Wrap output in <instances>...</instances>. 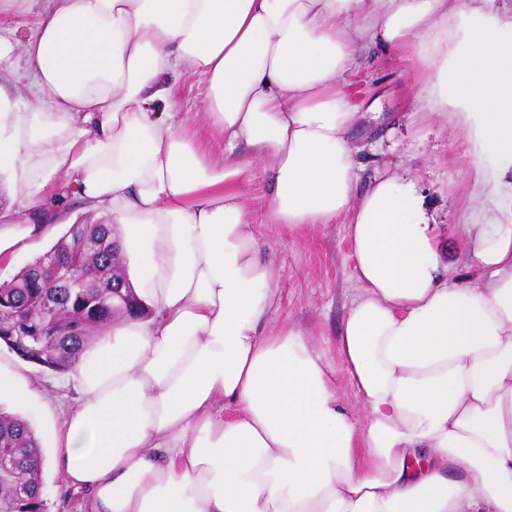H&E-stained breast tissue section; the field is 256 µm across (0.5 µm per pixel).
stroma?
Instances as JSON below:
<instances>
[{
	"instance_id": "35a3bbf8",
	"label": "stroma",
	"mask_w": 512,
	"mask_h": 512,
	"mask_svg": "<svg viewBox=\"0 0 512 512\" xmlns=\"http://www.w3.org/2000/svg\"><path fill=\"white\" fill-rule=\"evenodd\" d=\"M350 81L357 99L374 106L351 131L359 164L357 190H364L388 168L413 181L435 226L442 256L456 268H464L468 262L462 243L467 207L465 134L445 116L426 118L417 113L414 96L420 75L404 52L369 47ZM272 180L270 161L256 159L239 187L263 248L280 270V306L269 316L267 327L274 330L286 322L293 324L315 345L335 352L358 288L345 227L314 224L290 236H278L266 224ZM0 375H20L29 381L35 396L28 405L5 399L0 409L23 416L44 453H52L55 432L72 403L73 391L58 387V373L26 362L3 346Z\"/></svg>"
}]
</instances>
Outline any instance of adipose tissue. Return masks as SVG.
Masks as SVG:
<instances>
[{
	"label": "adipose tissue",
	"mask_w": 512,
	"mask_h": 512,
	"mask_svg": "<svg viewBox=\"0 0 512 512\" xmlns=\"http://www.w3.org/2000/svg\"><path fill=\"white\" fill-rule=\"evenodd\" d=\"M21 9L24 45L0 33V175L34 213L0 209V258L72 195L115 224L150 309L64 379L50 464L85 512H512V0H0ZM371 45L408 51L418 110L468 135V277L412 181L354 190L340 82ZM176 74L204 81L221 161L177 118ZM242 145L273 162L269 225L346 226L337 361L266 328L279 269Z\"/></svg>",
	"instance_id": "1"
}]
</instances>
